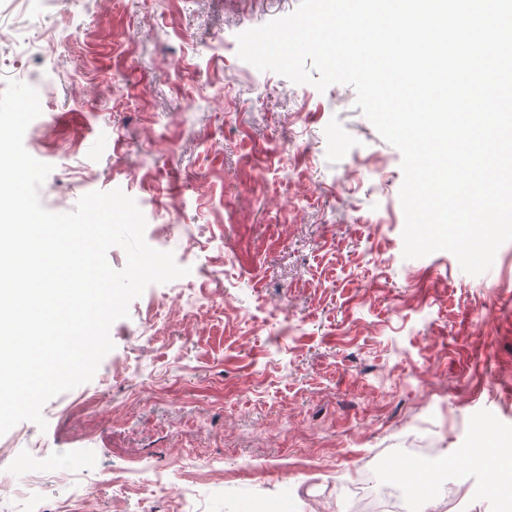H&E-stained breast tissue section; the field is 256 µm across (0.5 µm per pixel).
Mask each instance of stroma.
<instances>
[{"label":"stroma","instance_id":"1","mask_svg":"<svg viewBox=\"0 0 512 512\" xmlns=\"http://www.w3.org/2000/svg\"><path fill=\"white\" fill-rule=\"evenodd\" d=\"M298 2L0 0V91L41 93L24 146L53 167L42 205L143 197L147 243L190 270L132 301L93 379L45 404L46 429L0 436L42 478L0 512H55L67 470L97 512H351V485L411 482L418 448L444 469L435 505L413 495L409 512H497L467 456L475 427L512 432V242L477 276L447 251L404 259L401 154L355 90L237 55V34ZM244 462L257 481L236 480ZM133 468L167 471L172 493L119 496ZM215 468L223 485L180 499Z\"/></svg>","mask_w":512,"mask_h":512}]
</instances>
